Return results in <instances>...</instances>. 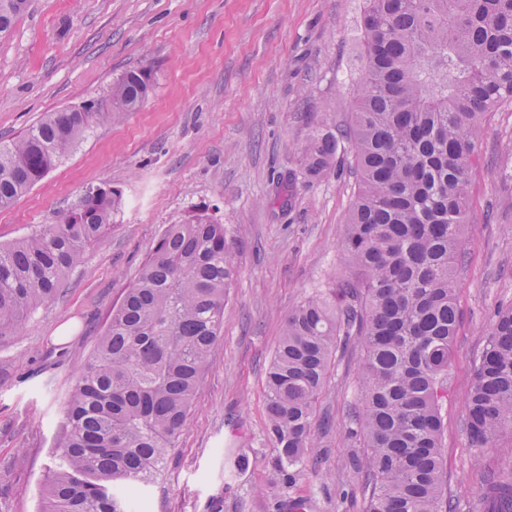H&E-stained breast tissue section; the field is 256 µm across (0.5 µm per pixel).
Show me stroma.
<instances>
[{"instance_id":"stroma-1","label":"stroma","mask_w":512,"mask_h":512,"mask_svg":"<svg viewBox=\"0 0 512 512\" xmlns=\"http://www.w3.org/2000/svg\"><path fill=\"white\" fill-rule=\"evenodd\" d=\"M364 0H30L0 37V142L45 113L105 99L126 71L155 88L122 121L103 120L10 207L0 243L55 223L84 192L111 186L125 205L55 299L19 334L0 336V512H38L63 407L113 306L167 225L206 210L228 228L237 278L224 336L193 416L146 489L149 512H364L347 416L357 402L359 343L333 361L319 398L332 429L306 471L282 484L266 437L265 375L288 313L343 277L340 250L356 196L340 145L324 175L305 173L302 144L343 132L363 73ZM470 174L458 321L448 366L443 470L456 512H479L481 476L512 454L472 447L465 402L498 308L512 306V109L489 114Z\"/></svg>"}]
</instances>
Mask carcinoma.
Masks as SVG:
<instances>
[{
    "instance_id": "obj_1",
    "label": "carcinoma",
    "mask_w": 512,
    "mask_h": 512,
    "mask_svg": "<svg viewBox=\"0 0 512 512\" xmlns=\"http://www.w3.org/2000/svg\"><path fill=\"white\" fill-rule=\"evenodd\" d=\"M28 0H0L11 32ZM364 74L346 131L356 200L340 248L346 277L286 319L266 376L267 436L284 483L301 472L333 356L351 337L364 356L361 405L349 415L353 457L369 488L365 512H455L445 495L443 416L458 310L455 271L469 176L483 119L512 103V0H367ZM152 70H131L108 100L51 112L0 145V208L65 160L105 116L143 107ZM339 141L317 129L306 173L323 175ZM123 205L110 186L88 189L55 224L0 245V335L54 298L85 248ZM236 273L223 224L194 213L169 224L112 308L64 406L41 512H133L130 500L161 472L187 426ZM512 433V306L496 311L466 400L474 448ZM482 512H512V470L482 481Z\"/></svg>"
}]
</instances>
